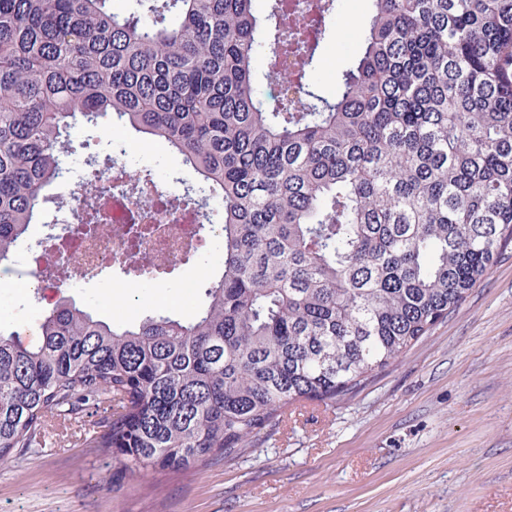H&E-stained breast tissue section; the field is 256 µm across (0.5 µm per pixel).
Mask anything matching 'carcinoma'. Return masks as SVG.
<instances>
[{
	"label": "carcinoma",
	"instance_id": "cac0c4a2",
	"mask_svg": "<svg viewBox=\"0 0 512 512\" xmlns=\"http://www.w3.org/2000/svg\"><path fill=\"white\" fill-rule=\"evenodd\" d=\"M0 0V265L78 118L174 149L224 199V265L187 320L48 303L0 333V462L49 419L127 470L234 458L288 407L354 397L448 317L512 239V0H372L328 98L319 43L256 0ZM304 90L268 106L254 61L288 42ZM87 182L78 222L111 224Z\"/></svg>",
	"mask_w": 512,
	"mask_h": 512
}]
</instances>
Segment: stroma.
<instances>
[{
	"instance_id": "35a3bbf8",
	"label": "stroma",
	"mask_w": 512,
	"mask_h": 512,
	"mask_svg": "<svg viewBox=\"0 0 512 512\" xmlns=\"http://www.w3.org/2000/svg\"><path fill=\"white\" fill-rule=\"evenodd\" d=\"M315 65L322 88L354 56L370 0H335ZM64 155L71 175L121 156L137 180L224 203L180 155L111 122H77ZM224 261L213 239L189 263L153 281L115 268L61 289L94 318H189ZM24 276L0 273V331L38 323L46 301ZM82 419L50 421L46 443L0 463V512H512V243L447 319L351 400L291 406L279 429L261 430L242 456L192 469L131 474L84 447Z\"/></svg>"
}]
</instances>
